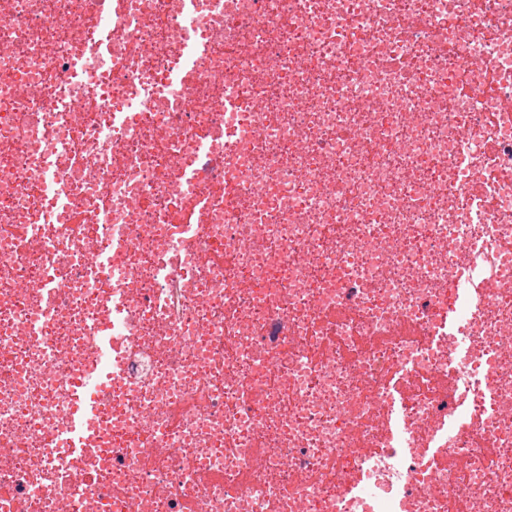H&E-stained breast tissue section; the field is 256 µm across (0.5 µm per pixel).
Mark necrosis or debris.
<instances>
[{
  "label": "necrosis or debris",
  "mask_w": 512,
  "mask_h": 512,
  "mask_svg": "<svg viewBox=\"0 0 512 512\" xmlns=\"http://www.w3.org/2000/svg\"><path fill=\"white\" fill-rule=\"evenodd\" d=\"M0 512H512V0H0ZM95 411L94 402L84 401L78 397L71 412L68 427L61 438V443L70 456L81 457L91 449L85 447L86 425L88 417Z\"/></svg>",
  "instance_id": "1"
}]
</instances>
